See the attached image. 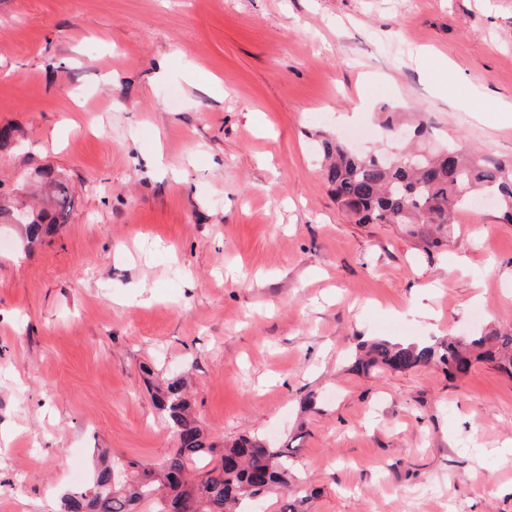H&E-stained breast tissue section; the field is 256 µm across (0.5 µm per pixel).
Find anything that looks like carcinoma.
Wrapping results in <instances>:
<instances>
[{"label": "carcinoma", "instance_id": "1", "mask_svg": "<svg viewBox=\"0 0 512 512\" xmlns=\"http://www.w3.org/2000/svg\"><path fill=\"white\" fill-rule=\"evenodd\" d=\"M380 127L389 137L404 129L397 110L380 108ZM408 144L394 159L359 154L344 142L323 137L324 176L337 207L357 224H452L453 208L470 203L479 190L496 194L502 220L512 224V164L479 157L450 143L437 151L415 147L430 135L423 121L407 128ZM40 207L27 206L20 237L30 252L68 223L74 198L53 172L37 173ZM475 362H490L512 377V328L478 336H450L434 345H401L375 340L356 359L357 370H408L441 363L448 376L466 373ZM152 396L176 446L158 461L116 466L97 458L90 481L61 496L62 512H137L144 501L158 512H237L245 499L273 489L285 491L279 512H301L303 500L288 494L295 453L271 447L258 436L222 447L204 433L184 384L175 379L154 386Z\"/></svg>", "mask_w": 512, "mask_h": 512}]
</instances>
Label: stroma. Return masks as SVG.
I'll return each instance as SVG.
<instances>
[{"instance_id": "stroma-1", "label": "stroma", "mask_w": 512, "mask_h": 512, "mask_svg": "<svg viewBox=\"0 0 512 512\" xmlns=\"http://www.w3.org/2000/svg\"><path fill=\"white\" fill-rule=\"evenodd\" d=\"M466 94L512 104V0H0V193L74 197L34 252L0 224V512L164 457L179 377L215 442L295 440L305 512H512L511 377L353 366L512 327V224H356L320 168L396 150L385 104L511 163Z\"/></svg>"}]
</instances>
